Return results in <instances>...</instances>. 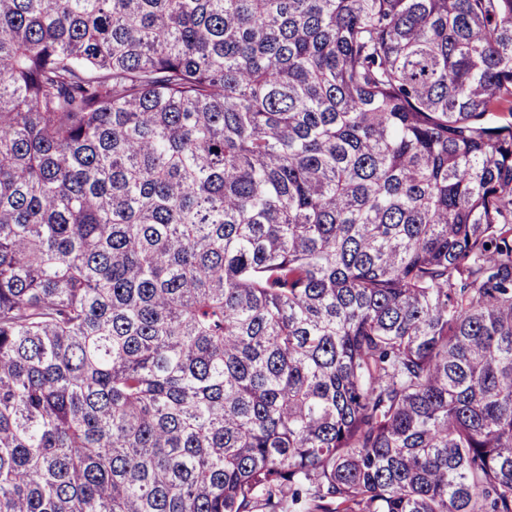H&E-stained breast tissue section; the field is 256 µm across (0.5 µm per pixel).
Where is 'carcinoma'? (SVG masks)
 Instances as JSON below:
<instances>
[{"mask_svg": "<svg viewBox=\"0 0 512 512\" xmlns=\"http://www.w3.org/2000/svg\"><path fill=\"white\" fill-rule=\"evenodd\" d=\"M0 512H512V0H0Z\"/></svg>", "mask_w": 512, "mask_h": 512, "instance_id": "cac0c4a2", "label": "carcinoma"}]
</instances>
